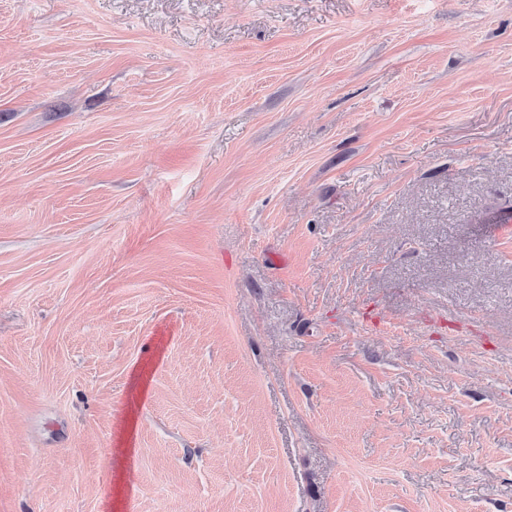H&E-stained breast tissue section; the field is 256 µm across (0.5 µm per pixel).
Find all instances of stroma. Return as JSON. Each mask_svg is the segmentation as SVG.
<instances>
[{
    "label": "stroma",
    "mask_w": 512,
    "mask_h": 512,
    "mask_svg": "<svg viewBox=\"0 0 512 512\" xmlns=\"http://www.w3.org/2000/svg\"><path fill=\"white\" fill-rule=\"evenodd\" d=\"M0 512H512V0H0Z\"/></svg>",
    "instance_id": "35a3bbf8"
}]
</instances>
